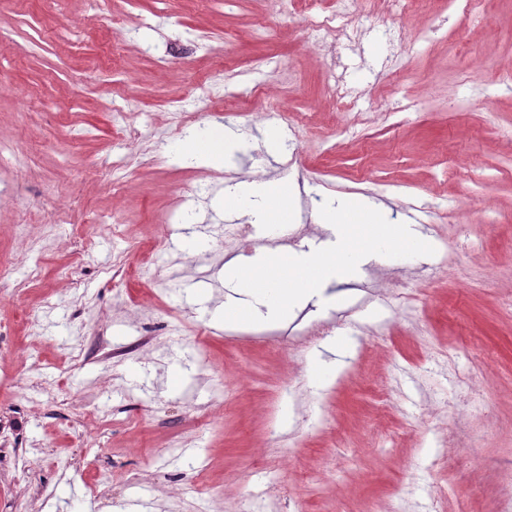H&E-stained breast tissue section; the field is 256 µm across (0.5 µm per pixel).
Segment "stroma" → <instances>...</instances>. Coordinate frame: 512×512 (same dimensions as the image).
I'll return each mask as SVG.
<instances>
[{
    "mask_svg": "<svg viewBox=\"0 0 512 512\" xmlns=\"http://www.w3.org/2000/svg\"><path fill=\"white\" fill-rule=\"evenodd\" d=\"M471 7L487 25L461 5L399 16L364 0L354 43L265 0L0 6L14 148L0 177L16 191L0 208V443L16 460L0 512H30L36 490L45 512H124L133 492L142 512H429L438 488L442 512H494L512 490L497 473L512 461V0ZM204 32L223 34L222 57L190 46ZM334 73L360 91L352 106L325 95ZM177 100L245 148L220 167L184 157L183 135H161ZM282 109L303 129L272 157L262 131ZM254 179L292 186L281 250L319 249L321 205L362 198L435 252L368 264L283 322H221L248 297L208 272L270 251L250 248L261 227L245 216L242 238L224 236L226 190ZM60 208L65 221L22 222ZM331 319L290 352L288 336ZM98 332L110 360L84 355ZM315 360L337 366L329 387L313 386ZM89 396L112 419L96 463L81 454ZM460 427L467 447L431 468Z\"/></svg>",
    "mask_w": 512,
    "mask_h": 512,
    "instance_id": "35a3bbf8",
    "label": "stroma"
}]
</instances>
